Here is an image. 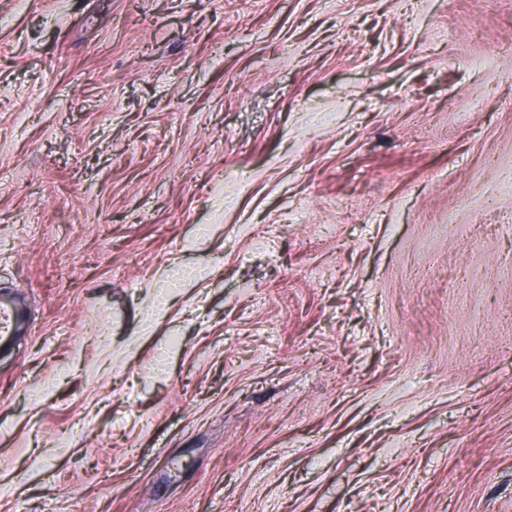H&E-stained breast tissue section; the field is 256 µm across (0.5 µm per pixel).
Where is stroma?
I'll return each instance as SVG.
<instances>
[{
    "label": "stroma",
    "mask_w": 512,
    "mask_h": 512,
    "mask_svg": "<svg viewBox=\"0 0 512 512\" xmlns=\"http://www.w3.org/2000/svg\"><path fill=\"white\" fill-rule=\"evenodd\" d=\"M4 292L0 512H512V0H0ZM21 320L15 300L0 295V352L13 345Z\"/></svg>",
    "instance_id": "1"
}]
</instances>
